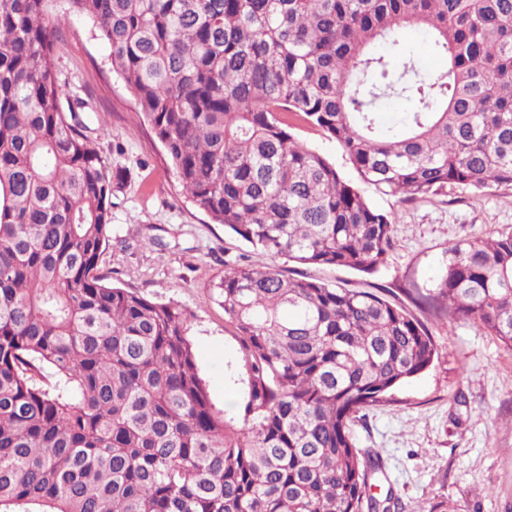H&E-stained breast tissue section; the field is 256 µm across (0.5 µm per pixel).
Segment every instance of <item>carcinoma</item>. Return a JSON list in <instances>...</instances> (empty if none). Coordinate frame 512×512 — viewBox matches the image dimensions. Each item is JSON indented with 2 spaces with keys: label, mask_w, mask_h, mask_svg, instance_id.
<instances>
[{
  "label": "carcinoma",
  "mask_w": 512,
  "mask_h": 512,
  "mask_svg": "<svg viewBox=\"0 0 512 512\" xmlns=\"http://www.w3.org/2000/svg\"><path fill=\"white\" fill-rule=\"evenodd\" d=\"M55 0H0V512H391L367 412L433 362L428 329L369 291L228 264L214 284L246 374L211 401L191 314L106 282L112 173L54 61ZM109 47L182 192L270 257L377 273L374 208L281 120L336 140L404 202L512 186V0H66ZM424 30L448 68L374 46ZM414 108L399 129L381 101ZM448 316L512 349V233L448 246Z\"/></svg>",
  "instance_id": "carcinoma-1"
}]
</instances>
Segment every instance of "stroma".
<instances>
[{
	"label": "stroma",
	"instance_id": "stroma-1",
	"mask_svg": "<svg viewBox=\"0 0 512 512\" xmlns=\"http://www.w3.org/2000/svg\"><path fill=\"white\" fill-rule=\"evenodd\" d=\"M55 11L62 19L55 43L60 77L71 96L88 101L78 118L112 170L113 233L100 271L118 287L177 302L191 313L188 339L215 406L234 415L245 397L243 384L227 378L243 372L235 331L211 297L225 263H272L333 286L377 292L424 323L437 346L432 366L402 384L358 430L362 447L383 461L380 491H392L405 512H428L440 501L456 512H512V350L470 322L433 318L413 300L418 292L435 294L450 244L512 232V187L452 189L403 202L364 184V196L396 221V247L376 274L271 259L182 194L163 145L113 72L90 21L70 13L65 0H57ZM377 50L394 62L414 52L428 74L447 67L446 56L413 28ZM284 119L301 143L356 180L335 140L297 114Z\"/></svg>",
	"mask_w": 512,
	"mask_h": 512
}]
</instances>
